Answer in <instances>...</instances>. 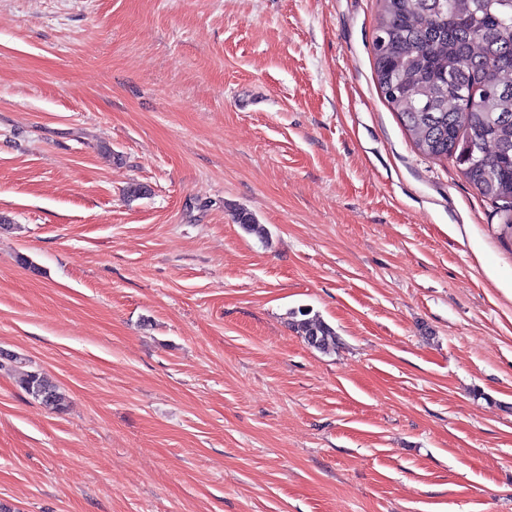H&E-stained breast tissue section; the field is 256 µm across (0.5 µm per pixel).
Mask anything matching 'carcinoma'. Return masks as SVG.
Wrapping results in <instances>:
<instances>
[{
    "mask_svg": "<svg viewBox=\"0 0 512 512\" xmlns=\"http://www.w3.org/2000/svg\"><path fill=\"white\" fill-rule=\"evenodd\" d=\"M374 68L384 98L400 110L415 148L453 158L464 178L491 200L512 236V0H380ZM296 333L312 349L336 348L335 330L294 312ZM19 386L43 406L66 408L44 373Z\"/></svg>",
    "mask_w": 512,
    "mask_h": 512,
    "instance_id": "carcinoma-1",
    "label": "carcinoma"
}]
</instances>
